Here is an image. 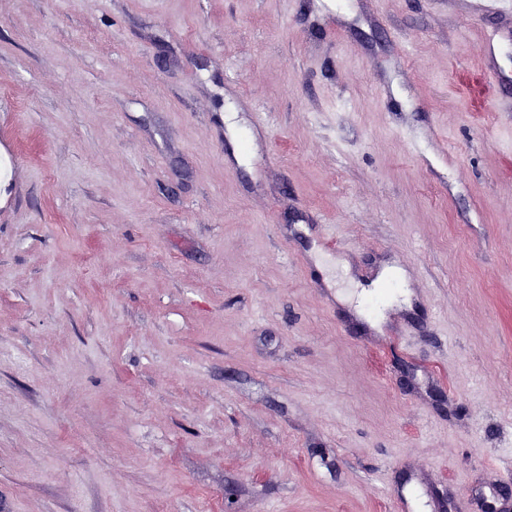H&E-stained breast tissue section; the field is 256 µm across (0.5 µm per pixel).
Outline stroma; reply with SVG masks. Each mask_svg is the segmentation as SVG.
Listing matches in <instances>:
<instances>
[{"mask_svg":"<svg viewBox=\"0 0 512 512\" xmlns=\"http://www.w3.org/2000/svg\"><path fill=\"white\" fill-rule=\"evenodd\" d=\"M469 2L0 0L19 512L512 491V15ZM386 269L371 343L334 293Z\"/></svg>","mask_w":512,"mask_h":512,"instance_id":"obj_1","label":"stroma"}]
</instances>
